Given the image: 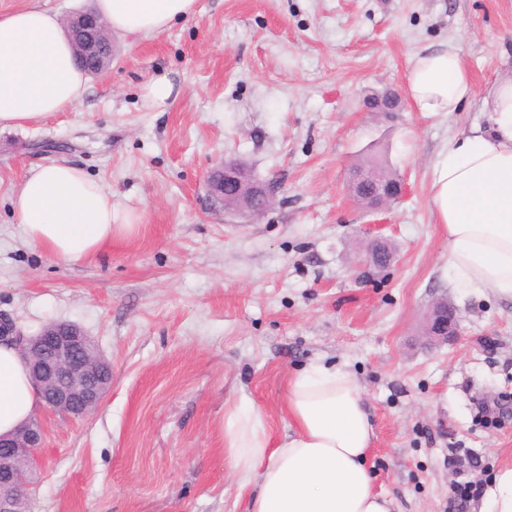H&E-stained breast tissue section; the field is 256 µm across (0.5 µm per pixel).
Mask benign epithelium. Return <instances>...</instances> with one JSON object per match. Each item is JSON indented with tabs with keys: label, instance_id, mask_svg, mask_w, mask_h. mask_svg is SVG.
Wrapping results in <instances>:
<instances>
[{
	"label": "benign epithelium",
	"instance_id": "benign-epithelium-1",
	"mask_svg": "<svg viewBox=\"0 0 512 512\" xmlns=\"http://www.w3.org/2000/svg\"><path fill=\"white\" fill-rule=\"evenodd\" d=\"M69 37L76 59L89 66L92 76L99 75L112 63V40L101 18L89 9L67 20ZM399 96L391 91L374 98L369 105L379 112H393L400 107ZM209 196L216 206L239 198L254 214L266 211L273 194L260 183L244 178V166L232 161L220 163L207 178ZM353 197L366 209L377 210L394 203L402 193V183L381 181L358 174L350 186ZM393 256L379 242L373 243L363 264L378 269L390 266ZM19 336V346L35 384L45 397L46 408L64 417H84L104 401L112 386V363L105 358L85 330L69 321H52L35 336L16 331L14 323L0 318V336ZM457 334L455 313L448 301L433 302L426 335L435 343H448ZM45 429L33 419L13 436L0 439V458L18 464L0 471V512H31L33 475L42 465L38 449L43 447Z\"/></svg>",
	"mask_w": 512,
	"mask_h": 512
}]
</instances>
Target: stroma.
I'll use <instances>...</instances> for the list:
<instances>
[{"label": "stroma", "instance_id": "1", "mask_svg": "<svg viewBox=\"0 0 512 512\" xmlns=\"http://www.w3.org/2000/svg\"><path fill=\"white\" fill-rule=\"evenodd\" d=\"M447 39L478 88L511 74L512 0H197L159 35L114 40L72 108L0 130V312L22 331L78 323L112 363L89 416L38 412L34 512H248L224 410L247 401L287 433L288 375L314 362L362 384L374 487L396 512H451L453 449L475 456L474 481L512 465V419L477 417L512 398V301L451 282L428 193L443 144L485 123L481 100L451 115L367 105L403 92L411 55ZM161 74L183 90L159 111L144 87ZM372 156L403 189L370 211L348 181ZM61 160L101 180L136 232L72 263L28 244L11 199L30 168ZM223 160L274 205L215 210L207 177ZM377 240L394 260L368 276L353 262ZM440 298L459 336L431 346Z\"/></svg>", "mask_w": 512, "mask_h": 512}]
</instances>
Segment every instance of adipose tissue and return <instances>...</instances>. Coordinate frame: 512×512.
Segmentation results:
<instances>
[{
	"label": "adipose tissue",
	"mask_w": 512,
	"mask_h": 512,
	"mask_svg": "<svg viewBox=\"0 0 512 512\" xmlns=\"http://www.w3.org/2000/svg\"><path fill=\"white\" fill-rule=\"evenodd\" d=\"M195 3L90 0L111 34L134 39L189 18ZM86 87L58 14L35 6L0 14V125L66 111ZM405 93L424 113H454L478 96L452 41L411 56ZM482 98L488 125L441 148L429 197L453 277L474 292L512 299V75ZM12 210L26 242L61 262L95 256L134 229L115 209L111 191L67 161L31 169ZM286 404L292 430L279 438L258 407L231 405L224 412V449L236 473L255 484L249 512H394L393 499L374 488L368 465L374 430L358 380L339 368H304L289 375ZM42 405L18 347L0 341V436L14 433Z\"/></svg>",
	"instance_id": "adipose-tissue-1"
}]
</instances>
